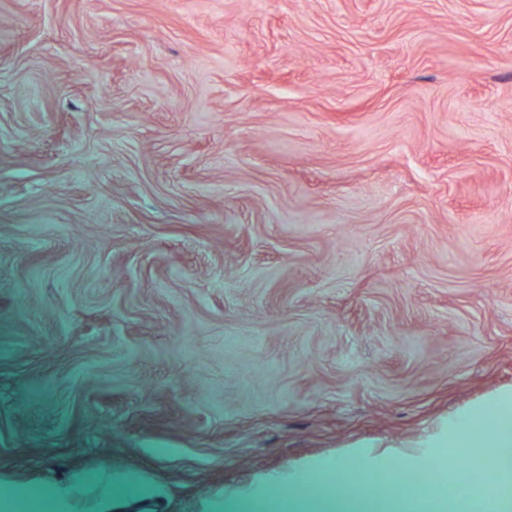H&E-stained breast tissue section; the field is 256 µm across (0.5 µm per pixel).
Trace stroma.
<instances>
[{
    "instance_id": "1",
    "label": "stroma",
    "mask_w": 512,
    "mask_h": 512,
    "mask_svg": "<svg viewBox=\"0 0 512 512\" xmlns=\"http://www.w3.org/2000/svg\"><path fill=\"white\" fill-rule=\"evenodd\" d=\"M512 390V0H0V512H336ZM406 451L384 450L377 453H366L360 456V463L355 468L345 466L339 461L329 466L328 473L331 478V486L336 489L347 484L353 485L359 491H363L374 485V473L386 471L389 480L385 484L395 497L413 498L418 494L415 482H419L415 473L411 471L410 462L414 455H426L425 448H433L427 444L410 447Z\"/></svg>"
}]
</instances>
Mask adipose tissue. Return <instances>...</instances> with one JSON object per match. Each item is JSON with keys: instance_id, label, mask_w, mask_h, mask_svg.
Segmentation results:
<instances>
[{"instance_id": "ef3b65f1", "label": "adipose tissue", "mask_w": 512, "mask_h": 512, "mask_svg": "<svg viewBox=\"0 0 512 512\" xmlns=\"http://www.w3.org/2000/svg\"><path fill=\"white\" fill-rule=\"evenodd\" d=\"M489 408L496 414L495 422H484L480 411L473 410L461 420L445 425L447 444L452 448L477 449L478 463L484 471L505 473L512 470V391L498 395ZM425 452L420 444L406 451L363 454L353 467L335 462L329 469L331 483L338 487L350 484L362 491L373 486L374 474L383 470L389 474L386 486L394 496L413 498L417 495V477L410 462L413 456Z\"/></svg>"}]
</instances>
